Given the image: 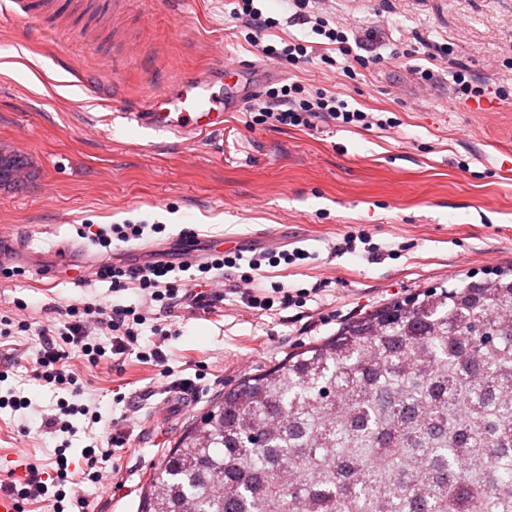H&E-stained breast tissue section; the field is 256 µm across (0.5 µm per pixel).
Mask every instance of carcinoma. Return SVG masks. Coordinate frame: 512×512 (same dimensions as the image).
<instances>
[{"label": "carcinoma", "mask_w": 512, "mask_h": 512, "mask_svg": "<svg viewBox=\"0 0 512 512\" xmlns=\"http://www.w3.org/2000/svg\"><path fill=\"white\" fill-rule=\"evenodd\" d=\"M26 159L0 150V187ZM395 301L246 375L138 512H512V277Z\"/></svg>", "instance_id": "obj_1"}]
</instances>
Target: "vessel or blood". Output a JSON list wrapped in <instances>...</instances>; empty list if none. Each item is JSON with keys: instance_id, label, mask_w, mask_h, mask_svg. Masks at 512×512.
I'll list each match as a JSON object with an SVG mask.
<instances>
[{"instance_id": "vessel-or-blood-1", "label": "vessel or blood", "mask_w": 512, "mask_h": 512, "mask_svg": "<svg viewBox=\"0 0 512 512\" xmlns=\"http://www.w3.org/2000/svg\"><path fill=\"white\" fill-rule=\"evenodd\" d=\"M66 2L0 0V11L18 19L39 21L55 13ZM262 76L259 67L227 66L219 60L182 79L175 88L151 97L145 110L135 113L134 118L153 131L191 139L223 127L225 113L237 111L243 99L260 85ZM235 77L244 80L240 94L228 91L223 99H216L215 86Z\"/></svg>"}]
</instances>
